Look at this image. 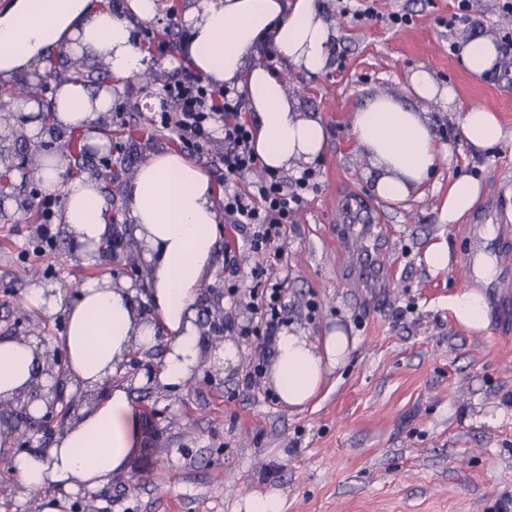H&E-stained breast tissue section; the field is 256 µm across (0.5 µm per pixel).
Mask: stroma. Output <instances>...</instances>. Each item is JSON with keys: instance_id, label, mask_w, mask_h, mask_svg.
<instances>
[{"instance_id": "stroma-1", "label": "stroma", "mask_w": 512, "mask_h": 512, "mask_svg": "<svg viewBox=\"0 0 512 512\" xmlns=\"http://www.w3.org/2000/svg\"><path fill=\"white\" fill-rule=\"evenodd\" d=\"M362 2L372 15L359 21L342 14V0H328L336 36L322 72L267 61L301 111L316 114L326 129L325 149L312 166L316 187L295 204L283 255L268 259V275L285 283L290 323L312 338L339 326L354 339L346 365L301 409L283 406L266 379L244 386L248 365H270L273 349L234 330L213 332L225 308L224 257L216 255L197 300L202 340L210 349L234 341L239 361L221 370L202 361L182 390L162 393L137 378L160 363L164 345L133 354L126 368L137 415L132 447L111 482L75 494L67 512H246L247 499L270 493L281 512H499L512 495V264H496L482 287L468 260L477 213L512 256V51L477 81L448 50L477 34L499 38L512 16L501 0H471L477 25L451 30L445 20L457 0ZM166 3L174 15L160 14L149 27L152 39L169 42L168 55H152L154 81L136 75L115 88L119 109L108 114L109 145L121 149L129 175L150 153L182 150L174 132L150 124L164 86L181 74L190 34L183 19L188 0ZM395 13L408 15L409 24H392ZM419 68L452 85L461 106L494 110L507 137L494 153L469 150L454 114L439 113L437 133L452 159L439 164L421 196L394 206L373 193L371 164L349 121L372 95L405 99L408 77ZM459 174L477 178L483 193L474 214L451 224L440 207ZM41 192L16 167L0 184V337L62 332V321L24 308L31 282L72 289L103 277L138 288L146 283L132 242L119 246L116 258L86 265L55 221L50 243L41 244L34 236ZM362 203L387 224L386 254L395 263L373 288L351 284V259L336 238L338 209ZM441 240L450 263L435 273L423 252ZM477 286L488 306L481 334L458 326L449 307L452 296ZM311 299L317 313L310 320L303 308Z\"/></svg>"}]
</instances>
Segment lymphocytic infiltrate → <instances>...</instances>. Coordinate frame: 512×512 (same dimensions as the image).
I'll list each match as a JSON object with an SVG mask.
<instances>
[{
	"label": "lymphocytic infiltrate",
	"mask_w": 512,
	"mask_h": 512,
	"mask_svg": "<svg viewBox=\"0 0 512 512\" xmlns=\"http://www.w3.org/2000/svg\"><path fill=\"white\" fill-rule=\"evenodd\" d=\"M154 127L174 131L180 143L197 149L221 141L224 150L214 164L224 173V215L231 230L241 235L257 255L282 242L290 222L291 205L311 186L312 172H303L291 185L276 176L254 178L258 158L253 131L243 114V98L234 89L217 88L187 73L165 86ZM225 297L230 302L225 327L240 335L272 341L290 310L281 282H269L263 267H254L250 285H242L236 250L224 248Z\"/></svg>",
	"instance_id": "lymphocytic-infiltrate-1"
}]
</instances>
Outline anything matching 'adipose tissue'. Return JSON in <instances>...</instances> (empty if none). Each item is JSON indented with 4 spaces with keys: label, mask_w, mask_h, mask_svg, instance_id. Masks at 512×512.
Returning <instances> with one entry per match:
<instances>
[{
    "label": "adipose tissue",
    "mask_w": 512,
    "mask_h": 512,
    "mask_svg": "<svg viewBox=\"0 0 512 512\" xmlns=\"http://www.w3.org/2000/svg\"><path fill=\"white\" fill-rule=\"evenodd\" d=\"M127 13L113 12L103 0H5L0 5V83L46 73L54 52L68 53L74 65L101 59L109 75L123 80L142 72L148 56L132 40L134 21L158 15V0H127ZM185 17L192 22L182 53L189 66L218 86L242 91L251 113L255 152L268 170L300 173L322 154L325 129L319 117L298 111L274 71L260 63L265 49L301 72L316 74L327 65L335 33L323 0H193ZM501 51L485 36L469 38L459 50V66L473 79L494 69ZM408 92L457 115L464 144L475 151L500 147L505 133L498 114L486 107H460L456 90L438 83L423 68L411 72ZM112 107V96L79 83L62 81L51 110L59 129L88 130L91 143L106 139L93 128ZM350 131L375 171L374 193L400 204L421 193L437 162L447 153L426 112L389 95L369 98L353 113ZM64 153L42 169L45 193L62 195V222L80 259L97 263L98 245L109 234L100 187L89 178L65 179ZM480 182L468 175L448 188L441 210L457 223L480 199ZM125 233L140 249L149 286L139 290L108 279L82 283L74 298L60 284H35L25 295L27 308L47 319L62 318L59 338L0 337V400L12 402L34 419L49 410L48 399L30 400L36 386L58 385L63 395L84 397L70 422L49 447L17 450L13 417L0 419V454L9 456V474L21 496L54 488L43 512H59L64 497L107 484L132 442L134 406L124 381L133 351L165 341L160 365L143 383L160 391L181 390L203 359L218 368L235 363L237 347L225 342L205 352L197 322L200 285L222 238L208 175L182 154L149 155L126 185ZM456 323L468 331L488 327L482 292L470 290L450 300ZM352 341L338 327L309 338L291 324L274 338L268 382L279 401L302 407L327 377L344 365ZM64 357V372L51 378L49 350Z\"/></svg>",
    "instance_id": "1"
}]
</instances>
